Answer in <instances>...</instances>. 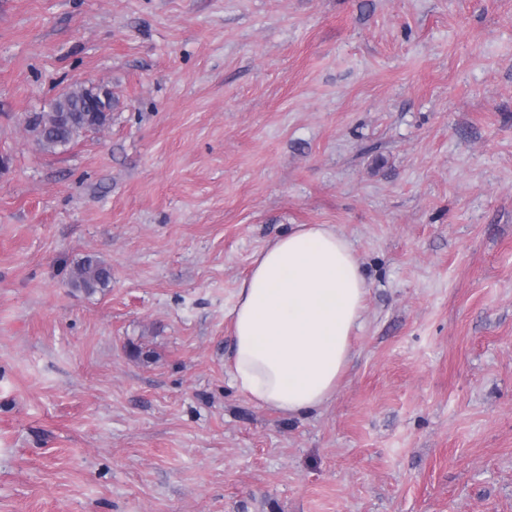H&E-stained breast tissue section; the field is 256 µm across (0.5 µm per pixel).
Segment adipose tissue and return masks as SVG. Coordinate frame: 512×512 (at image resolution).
I'll return each instance as SVG.
<instances>
[{"mask_svg":"<svg viewBox=\"0 0 512 512\" xmlns=\"http://www.w3.org/2000/svg\"><path fill=\"white\" fill-rule=\"evenodd\" d=\"M368 282L332 224H300L254 258L230 310L229 373L252 402L284 416L335 395L361 329Z\"/></svg>","mask_w":512,"mask_h":512,"instance_id":"ef3b65f1","label":"adipose tissue"}]
</instances>
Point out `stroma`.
Wrapping results in <instances>:
<instances>
[{
	"label": "stroma",
	"mask_w": 512,
	"mask_h": 512,
	"mask_svg": "<svg viewBox=\"0 0 512 512\" xmlns=\"http://www.w3.org/2000/svg\"><path fill=\"white\" fill-rule=\"evenodd\" d=\"M0 156V512H512V0H0ZM297 224L369 290L288 418L229 312ZM87 109V100L83 94V86L76 85L67 93L55 99L48 112H39L28 120V128L33 132L42 145L48 151L71 144L82 132L91 131V123L88 121L90 112ZM52 113L65 115L67 120L57 121ZM111 279V268L94 256H86L71 273L72 285L88 294L106 288Z\"/></svg>",
	"instance_id": "35a3bbf8"
}]
</instances>
